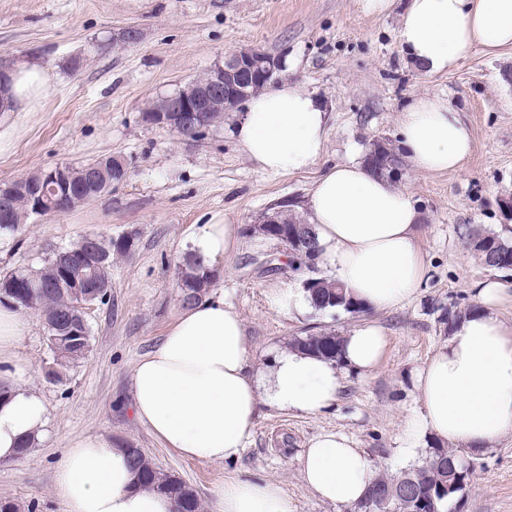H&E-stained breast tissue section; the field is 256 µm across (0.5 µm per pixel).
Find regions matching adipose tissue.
I'll return each instance as SVG.
<instances>
[{
	"label": "adipose tissue",
	"instance_id": "ef3b65f1",
	"mask_svg": "<svg viewBox=\"0 0 512 512\" xmlns=\"http://www.w3.org/2000/svg\"><path fill=\"white\" fill-rule=\"evenodd\" d=\"M401 40L417 65L453 69L474 49L494 54L512 46V0H408ZM327 116L311 93L288 82L252 97L234 135L260 169L295 173L321 156ZM400 146L421 172L455 171L472 149L467 128L447 99H415L400 117ZM308 208L321 256L334 280L365 310L402 306L422 285L428 266L417 245L420 213L411 196L354 159L327 169L314 183ZM203 261L231 254L238 227L211 219L192 239ZM479 307L459 319L418 375L420 407L411 441L425 436L472 451L512 435V333L496 314L512 303V287L476 283ZM27 322L0 305V462L17 458L22 438L42 435L46 404L23 386L16 349ZM385 335L367 322L345 336L340 363L288 349L268 375H253L244 322L231 304L204 297L185 307L164 338L135 364L130 389L137 421L181 457L236 459L255 427L259 402L316 415L332 407L341 373L376 366ZM306 486L334 505L359 501L374 476L369 458L338 432L314 437L300 460ZM54 493L64 512H176L173 499L142 486L127 450L103 434L74 441L57 460ZM217 512H295L276 483L226 481Z\"/></svg>",
	"mask_w": 512,
	"mask_h": 512
}]
</instances>
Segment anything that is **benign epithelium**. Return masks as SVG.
<instances>
[{
	"instance_id": "obj_1",
	"label": "benign epithelium",
	"mask_w": 512,
	"mask_h": 512,
	"mask_svg": "<svg viewBox=\"0 0 512 512\" xmlns=\"http://www.w3.org/2000/svg\"><path fill=\"white\" fill-rule=\"evenodd\" d=\"M139 38L137 28L127 27L112 37V45L119 48L129 46ZM279 66V59L260 50L233 53L211 78L202 83H193L188 90L167 97L164 107L147 114L145 121L167 128L184 140H194L206 131L205 113L228 106L235 108L240 104L239 97L225 93V73H242L247 79L256 81ZM126 175V163L111 157L93 167L56 166L48 173L45 183H33L24 178L14 180L5 187L0 186V224L16 223L14 210L8 202L12 196L28 197L35 214L59 216L100 196L112 188L114 182L125 179ZM64 255L69 265L78 269V277L72 279V284L77 288L88 289L76 304L68 333L85 336L89 329L86 310L92 303L103 300L108 293L107 286L94 277L95 270L105 261L106 254L100 236L86 234L66 248Z\"/></svg>"
}]
</instances>
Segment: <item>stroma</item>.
<instances>
[{
    "label": "stroma",
    "instance_id": "stroma-1",
    "mask_svg": "<svg viewBox=\"0 0 512 512\" xmlns=\"http://www.w3.org/2000/svg\"><path fill=\"white\" fill-rule=\"evenodd\" d=\"M405 11L406 0H391L380 15L364 13L359 0H0V62L13 69L35 62L46 75L27 105L0 112V183L109 154L129 164L127 180L102 197L60 216H30L0 234V272L40 267L52 250L87 234L134 237L132 252L112 263L106 299L86 314L90 349L62 383L45 379L53 353L40 315L26 313L17 353L27 363V387L46 402L45 433L26 456L0 462V497L14 499L20 512H62L52 491L56 461L73 440L96 434L143 449L156 468L196 490L202 512H214L216 488L234 478L279 483L296 512H353L320 500L303 481L299 458L325 431L351 438L375 473L395 477L422 464L430 439L404 451L405 422L420 405L417 375L448 337L443 318L475 305L473 286L489 275L466 237L474 228L512 232L497 205L512 196V83L504 78L512 47L495 56L474 50L445 73L422 70L400 39ZM128 25L139 29V42L112 49L113 33ZM248 49L282 58L284 77L323 105L327 140L306 171L262 172L233 135L241 106L189 142L142 120L148 102ZM80 52L87 61L71 71ZM435 95L460 112L472 150L459 171L424 174L408 165L399 178L421 210L418 243L429 267L411 300L372 314L313 309L299 319L271 306L270 292L299 288L300 278L258 271L256 258L286 248L251 236L249 226L278 205L308 215L313 184L330 165L363 156L374 138L398 140L401 112ZM217 215L239 225L240 242L215 262L208 294L243 318L252 369L268 372L293 337L344 336L368 320L387 345L372 371L343 374L330 410L301 415L260 403L239 457L210 462L180 457L135 420L130 379L182 309L178 272L193 252V232ZM457 454L470 479L450 512H512V435Z\"/></svg>",
    "mask_w": 512,
    "mask_h": 512
}]
</instances>
